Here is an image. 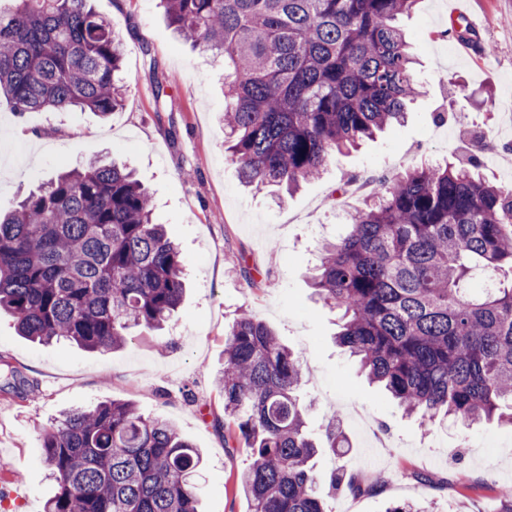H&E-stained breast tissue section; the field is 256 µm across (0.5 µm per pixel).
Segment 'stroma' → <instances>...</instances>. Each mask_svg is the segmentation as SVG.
Here are the masks:
<instances>
[{
    "instance_id": "1",
    "label": "stroma",
    "mask_w": 512,
    "mask_h": 512,
    "mask_svg": "<svg viewBox=\"0 0 512 512\" xmlns=\"http://www.w3.org/2000/svg\"><path fill=\"white\" fill-rule=\"evenodd\" d=\"M93 5L124 34V106L104 119L78 108L20 115L0 98V210L59 169L126 161L183 256L186 294L164 330L135 332L105 351L30 342L0 314V356L30 385L23 400L0 394V512H44L56 484L42 459L43 431L65 411L112 399L167 419L201 449L200 512H250L236 485L250 450L225 447L213 425L222 412L214 375L224 364V331L244 311L298 354L310 434L322 438L333 416L348 439L341 453L313 460L327 512H386L407 502L428 512H497L501 491L512 489V430L483 422L421 431L337 346L338 313L317 299L309 276L322 242L346 222L330 194L351 177L375 190L410 167L469 158L485 180L503 182L502 169L469 153L450 129L461 121L478 134L495 130L498 150H512V0H418L402 20L422 83L405 122L333 154L321 178L283 200L245 190L224 151L223 62L177 40L159 0ZM456 6L480 23L471 41L455 37ZM157 75L169 84L159 111ZM340 467L373 489L332 490Z\"/></svg>"
}]
</instances>
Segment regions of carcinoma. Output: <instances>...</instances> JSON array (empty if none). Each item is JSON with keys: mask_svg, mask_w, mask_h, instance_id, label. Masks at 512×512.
I'll return each instance as SVG.
<instances>
[{"mask_svg": "<svg viewBox=\"0 0 512 512\" xmlns=\"http://www.w3.org/2000/svg\"><path fill=\"white\" fill-rule=\"evenodd\" d=\"M0 9V97L19 113L123 107L124 37L90 0ZM417 0H161L177 37L224 61V137L241 182L290 194L332 154L401 122L419 95L406 35ZM512 188L475 167L417 166L365 201L311 276L342 312L337 342L421 429L512 426ZM185 292L184 260L125 164L58 174L0 214V311L20 335L90 350L161 330ZM0 358V392H24ZM294 352L241 314L224 331L215 426L251 449V512H325L311 461L346 445L336 420L307 430ZM57 484L44 512H198V449L131 402L71 410L42 440Z\"/></svg>", "mask_w": 512, "mask_h": 512, "instance_id": "cac0c4a2", "label": "carcinoma"}]
</instances>
